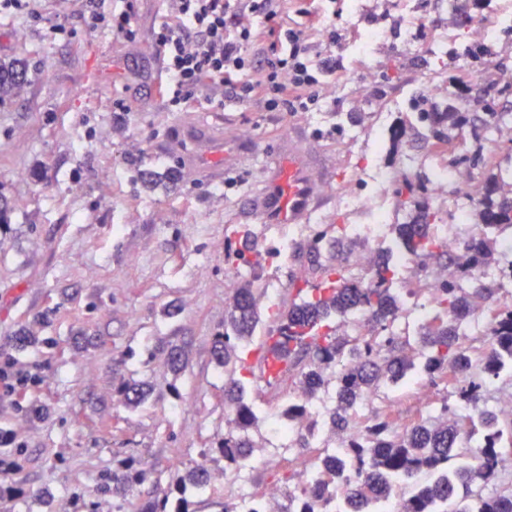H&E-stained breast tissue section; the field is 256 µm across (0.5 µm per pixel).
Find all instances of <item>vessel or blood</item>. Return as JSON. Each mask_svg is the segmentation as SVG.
Instances as JSON below:
<instances>
[{
  "label": "vessel or blood",
  "instance_id": "b4317fda",
  "mask_svg": "<svg viewBox=\"0 0 512 512\" xmlns=\"http://www.w3.org/2000/svg\"><path fill=\"white\" fill-rule=\"evenodd\" d=\"M258 212L269 224H305L315 212L328 206L327 197L316 193L296 163L288 165V183L265 184L251 197Z\"/></svg>",
  "mask_w": 512,
  "mask_h": 512
}]
</instances>
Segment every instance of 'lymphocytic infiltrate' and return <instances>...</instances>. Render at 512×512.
<instances>
[{"label": "lymphocytic infiltrate", "instance_id": "obj_1", "mask_svg": "<svg viewBox=\"0 0 512 512\" xmlns=\"http://www.w3.org/2000/svg\"><path fill=\"white\" fill-rule=\"evenodd\" d=\"M104 0H80L90 29L132 41L133 7L105 10ZM169 19L154 33L161 60L157 95L168 107L207 96L265 112H307L336 70L320 46H334L320 0H300L304 22L288 23V0H167Z\"/></svg>", "mask_w": 512, "mask_h": 512}]
</instances>
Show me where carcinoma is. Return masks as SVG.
Wrapping results in <instances>:
<instances>
[{
	"label": "carcinoma",
	"instance_id": "cac0c4a2",
	"mask_svg": "<svg viewBox=\"0 0 512 512\" xmlns=\"http://www.w3.org/2000/svg\"><path fill=\"white\" fill-rule=\"evenodd\" d=\"M25 79L19 61H0V100L9 96ZM418 122L427 131L429 146L448 143L447 129L461 128L469 118L455 108L445 112H420ZM396 193L411 199L408 220L398 225L397 234L407 253L424 262L448 254L447 246L433 231L438 213L433 209L426 179L417 175L401 177ZM477 216L485 228L464 251L449 258L454 272L434 294V315L420 326L423 362L405 352L391 323L401 305L395 293L399 271L389 253L381 251L369 274L352 271L342 253L357 247L349 240L348 228L336 225V262H319V233L308 245L312 263L319 274L317 284L306 279L291 281V301L286 306L261 311V294L250 279L235 282L228 299V317L224 331L216 334L212 354L224 368V400L233 409L231 427L224 439L206 453L224 459V469L241 470L253 455L248 429L256 420L254 407L243 401L245 382L259 372L270 389L279 388L283 377L297 372L304 396L288 402L284 415L300 421L309 414V400L325 386L324 375L334 372L336 362L348 356L335 372L337 407L330 414L331 425L343 434L349 474H343L341 462L326 454L319 468L311 472L308 486L291 498V512H322L326 506V487L334 485L348 499L354 512H362L373 503L390 499L394 483L422 475L427 477L399 504V512H512V485L492 496L482 495L483 487L498 478L503 464L500 452L504 435L512 436V419L482 410L477 416L462 415L444 406L436 421L417 422L397 431V419L386 414L365 426L359 438L347 437L349 412L381 387L403 380L409 371L420 367L434 385L443 382L454 388L457 400L476 406L487 378L512 376V308L499 305L488 313V340L481 349L466 343L461 324L476 313V299L492 289L467 288L475 274L485 270L493 255L496 237L487 233L512 228V192H504L500 181L489 179L478 201ZM237 265L254 268L261 265V254L253 251L248 236L239 239V247L224 254ZM359 312L368 317L372 330L368 336L340 337L331 317ZM266 324L265 339L254 351L256 363L242 357L260 324ZM118 394L133 406L145 402L149 389L144 382H132ZM135 460L126 459L112 471V493L126 495L142 479ZM211 491L207 469L191 468L161 499L142 506L139 512H195L193 498Z\"/></svg>",
	"mask_w": 512,
	"mask_h": 512
}]
</instances>
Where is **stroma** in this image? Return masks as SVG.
<instances>
[{
	"instance_id": "35a3bbf8",
	"label": "stroma",
	"mask_w": 512,
	"mask_h": 512,
	"mask_svg": "<svg viewBox=\"0 0 512 512\" xmlns=\"http://www.w3.org/2000/svg\"><path fill=\"white\" fill-rule=\"evenodd\" d=\"M43 19L0 16V59L22 61L27 78L0 105V361L35 374L34 383L0 387V430L19 452L0 447V484L23 483L24 496L0 497V512H135L162 497L224 437V370L212 355L230 295L224 246L235 233L259 252L290 238L291 247L258 271L262 306L288 304L295 279L317 282L305 258L307 236L266 224L246 200L275 178V162L294 154L293 138L310 141L301 161L319 187H336L385 165L416 176L427 145L413 135L390 151L388 128L413 124L415 104L435 112L455 107L470 122L459 130L462 151L449 165L472 171L476 189L487 173L512 183V118L485 131L486 111L512 115V21L485 24L512 11L497 0L479 11L473 0H325L336 30L330 52L339 68L310 112H258L229 104L214 109L198 98L169 110L156 96L154 27L164 0H134L138 36L127 41L90 31L73 0H44ZM71 36L51 41L48 25ZM224 142L223 179L191 167L202 141ZM488 152L486 166L472 159ZM34 335L20 345L19 331ZM184 348L188 365L173 374L169 344ZM147 382L148 400L127 405L118 390ZM298 391L287 376L279 395L250 380L246 400L257 408L251 461L237 475L211 462L212 486L197 512H221L237 485L261 491L281 482L300 493L305 461L336 449L332 428L315 440L291 437L278 447L269 428ZM431 404L420 411L421 393ZM449 388L418 373L412 383L381 388L355 407L361 419L396 412L400 424L434 419L454 403ZM140 462L143 480L128 499L102 489L126 458Z\"/></svg>"
}]
</instances>
